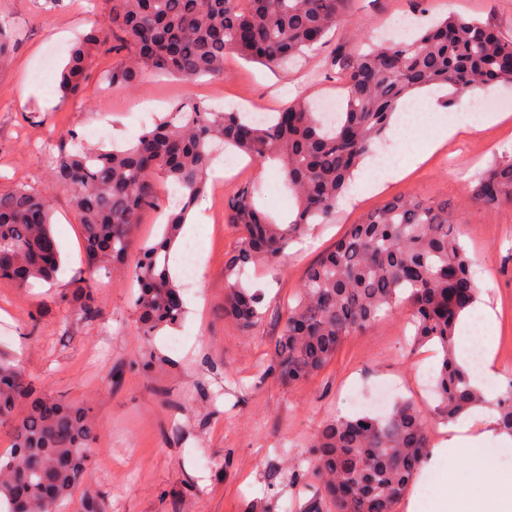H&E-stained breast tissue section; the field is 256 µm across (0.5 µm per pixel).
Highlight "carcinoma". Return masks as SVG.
I'll use <instances>...</instances> for the list:
<instances>
[{"mask_svg":"<svg viewBox=\"0 0 512 512\" xmlns=\"http://www.w3.org/2000/svg\"><path fill=\"white\" fill-rule=\"evenodd\" d=\"M352 0H112V20L94 27L71 51L59 88L77 97L94 53H124L112 70L114 86L130 87L150 71L191 83L222 79L225 60L238 57L286 68L322 43L348 14ZM345 84L344 111L324 119L304 98L268 113L216 111L186 95L146 127L126 149L72 151L56 145L57 188L73 204L88 267L126 264L140 215L159 205L156 180L179 194L161 239L142 245L132 275L142 336L176 328L184 314L182 288L169 254L188 214L205 194L215 154L231 149L259 164L277 162L296 211L278 219L258 203L260 189L245 184L224 206V223L241 232L240 248L224 262V317L248 332L262 322L263 296L243 282L246 267L284 255L303 233L328 223L339 198L394 113L416 92L446 86L455 94L512 83V37L495 26L455 13L410 38L369 44L336 72ZM485 206L512 201V161L467 183ZM53 197L26 187L0 193V282L18 288L51 281L60 252L51 231ZM464 224L448 202L411 196L387 201L353 224L309 267L296 302L288 306L265 375L305 382L336 356L342 337L365 330L383 315L407 309L413 345L439 355L428 389L435 413L453 421L484 403L471 368L455 355L460 318L479 289L462 242ZM83 320L99 315L95 282L60 295ZM498 428L512 435V383L498 398ZM13 430L12 450L0 455L3 512H59L71 506L89 466L96 427L91 409L39 394L12 354L0 349V425ZM431 454L428 425L409 399L384 417L362 414L326 421L310 444L306 470L296 474L307 495L300 512H397ZM77 512H105L85 491Z\"/></svg>","mask_w":512,"mask_h":512,"instance_id":"obj_1","label":"carcinoma"}]
</instances>
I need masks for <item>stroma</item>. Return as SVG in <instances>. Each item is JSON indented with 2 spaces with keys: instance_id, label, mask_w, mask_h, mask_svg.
<instances>
[{
  "instance_id": "1",
  "label": "stroma",
  "mask_w": 512,
  "mask_h": 512,
  "mask_svg": "<svg viewBox=\"0 0 512 512\" xmlns=\"http://www.w3.org/2000/svg\"><path fill=\"white\" fill-rule=\"evenodd\" d=\"M110 0H0V27L15 45L0 68V191L26 186L54 192L53 234L61 269L54 281L29 288L0 283V343L30 377L53 397L88 404L98 425L85 484L106 512H246L270 496L281 503L303 501L289 461L305 456L307 445L326 420L358 411L348 400L351 387L370 394L390 389L392 398L413 399L429 411L433 401L420 377L435 362L431 347L411 350L404 312L388 313L375 326L345 337L335 359L310 380L282 385L263 374L282 330L281 313L297 293L309 266L322 251L386 201L411 195L423 201L449 200L466 225L465 248L476 278H488L490 325L474 323L479 341L492 342L495 377L486 389L500 396L512 384V202L490 208L472 202L462 180L512 158V119L458 136L429 154L403 178L340 205L329 223L272 265L250 267L249 280L265 293L266 316L241 333L224 316V259L240 247V234L224 222V203L246 181L260 183L262 204L283 217L294 202L282 186L276 164L241 159L238 169L213 170L222 194L207 192L193 214V234L175 245H193L202 278L187 285L180 325L144 340L138 334L134 299L137 285L126 272L99 280L102 314L77 319L60 293L91 273L84 262L81 227L69 198L55 193V169L38 151L41 141L75 133L84 146H124L168 112L173 101L192 93L217 109L237 106L272 112L305 96H335L326 69L337 50L357 52L364 39L388 35L404 15L420 23L447 12L491 22L512 36V0H428L414 10L412 0H353L352 16L326 43L285 71L229 59L227 76L194 83L143 73L129 88L108 89L112 70L124 55H94L80 99H62L59 73L71 48L91 26H108ZM26 104H19L20 93ZM447 89L417 93L406 114L423 131L458 117L445 107ZM151 353L147 369L134 363ZM209 460L199 469L198 458ZM482 492L495 480L480 457H455L453 467L429 466L410 486L409 496L429 499L436 481Z\"/></svg>"
}]
</instances>
